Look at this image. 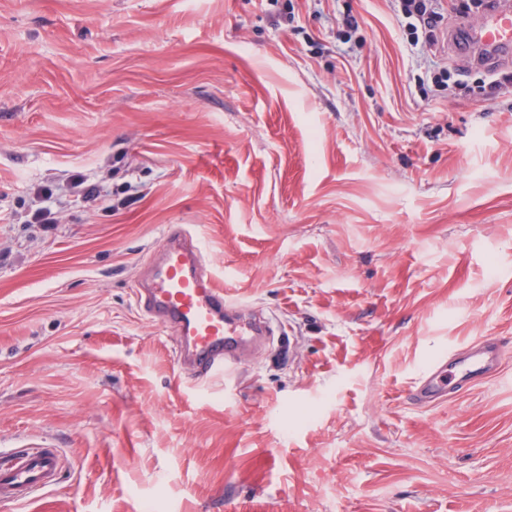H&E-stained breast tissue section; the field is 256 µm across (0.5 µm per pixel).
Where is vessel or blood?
<instances>
[{
    "label": "vessel or blood",
    "mask_w": 512,
    "mask_h": 512,
    "mask_svg": "<svg viewBox=\"0 0 512 512\" xmlns=\"http://www.w3.org/2000/svg\"><path fill=\"white\" fill-rule=\"evenodd\" d=\"M459 30L470 48L486 57L512 54V0H485L481 23L463 22ZM135 296L151 319L179 333L178 362L201 380L231 375L245 351L272 333L269 319L228 299L208 269L199 242L180 228L168 232L147 283ZM502 353L501 342L492 336L454 350L422 371L411 400L427 407L469 388L496 370ZM62 464L59 450L46 445L0 449V502L20 504L55 485Z\"/></svg>",
    "instance_id": "vessel-or-blood-1"
}]
</instances>
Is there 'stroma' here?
Instances as JSON below:
<instances>
[{"mask_svg": "<svg viewBox=\"0 0 512 512\" xmlns=\"http://www.w3.org/2000/svg\"><path fill=\"white\" fill-rule=\"evenodd\" d=\"M479 2L415 46L390 0H0V448L64 458L0 512H512V347L406 397L512 339V59L451 41ZM73 174L100 197L28 223ZM179 225L279 327L228 378L135 302ZM502 344L492 336L455 349L422 371L410 393L420 406H432L450 393L467 389L494 372L502 358Z\"/></svg>", "mask_w": 512, "mask_h": 512, "instance_id": "35a3bbf8", "label": "stroma"}]
</instances>
